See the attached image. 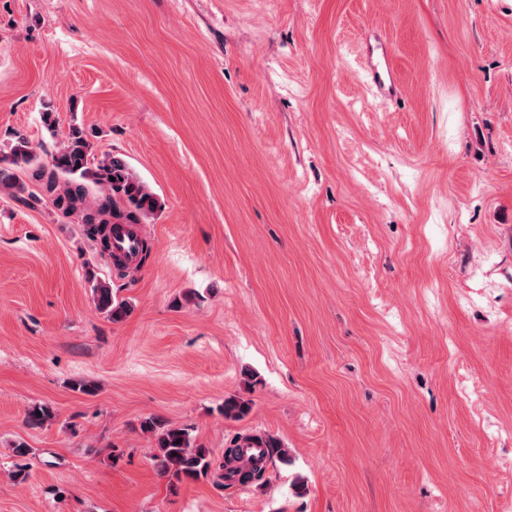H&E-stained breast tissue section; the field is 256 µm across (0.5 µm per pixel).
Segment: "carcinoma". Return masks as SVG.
I'll return each mask as SVG.
<instances>
[{"instance_id": "obj_1", "label": "carcinoma", "mask_w": 512, "mask_h": 512, "mask_svg": "<svg viewBox=\"0 0 512 512\" xmlns=\"http://www.w3.org/2000/svg\"><path fill=\"white\" fill-rule=\"evenodd\" d=\"M11 155L13 164H36L28 149V141L23 137L18 138ZM32 176L66 213L81 210L88 184L101 188L104 195L95 215L102 222L108 215L114 224H139L159 207L155 194L123 159L105 156L94 160L91 145L78 128L72 129L67 144L48 163L37 164ZM91 288L98 310L108 319L118 322L129 313L128 304L113 298L107 282L93 279ZM249 410V402L243 399L230 397L224 400V417L227 419H241ZM54 417L51 407L36 405L28 412L27 424L42 428L51 424ZM142 429L154 436L156 453L153 460L159 471L177 479L197 478L208 473L209 452L192 444L188 429L169 426L155 418L145 419Z\"/></svg>"}]
</instances>
